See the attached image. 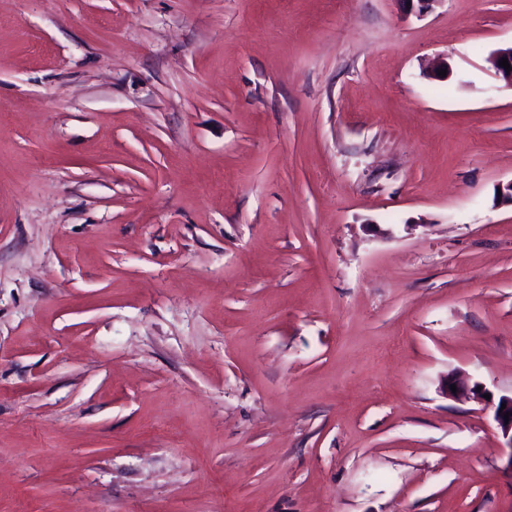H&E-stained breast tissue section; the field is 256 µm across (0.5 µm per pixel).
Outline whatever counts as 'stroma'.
I'll return each mask as SVG.
<instances>
[{"instance_id":"35a3bbf8","label":"stroma","mask_w":512,"mask_h":512,"mask_svg":"<svg viewBox=\"0 0 512 512\" xmlns=\"http://www.w3.org/2000/svg\"><path fill=\"white\" fill-rule=\"evenodd\" d=\"M511 45L512 0H0V512H512ZM502 58L508 59V63L511 66L510 72H506L504 67L499 66V61H501ZM487 61L494 70L496 76L503 82L504 87L512 88V46L507 48H497L491 51ZM451 384L456 385V392H452ZM478 387H481L479 384H474L473 386L469 385L468 379L464 377H459L456 375L448 376L447 380L443 385V393L448 397H469L472 395L473 397H483L484 392L482 390H478ZM501 404H506L505 409H501ZM510 412L509 422L505 424L504 414ZM494 420L497 424V428L500 430L502 438L505 440V446L503 448H509L507 467L512 471V396L501 398L494 411Z\"/></svg>"}]
</instances>
